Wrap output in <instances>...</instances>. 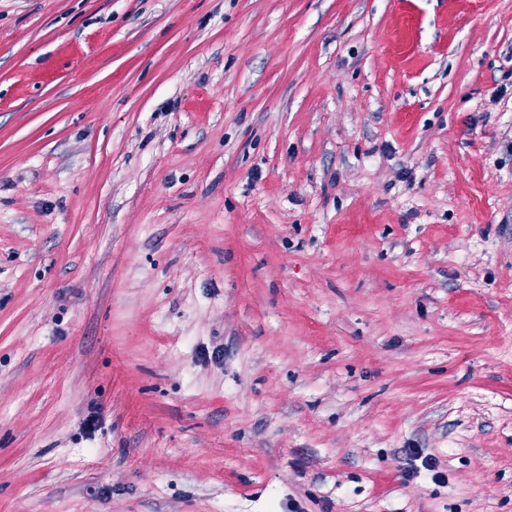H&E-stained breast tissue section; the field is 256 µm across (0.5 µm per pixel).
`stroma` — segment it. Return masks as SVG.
<instances>
[{"label":"stroma","instance_id":"1","mask_svg":"<svg viewBox=\"0 0 512 512\" xmlns=\"http://www.w3.org/2000/svg\"><path fill=\"white\" fill-rule=\"evenodd\" d=\"M0 512H512V0H0Z\"/></svg>","mask_w":512,"mask_h":512}]
</instances>
